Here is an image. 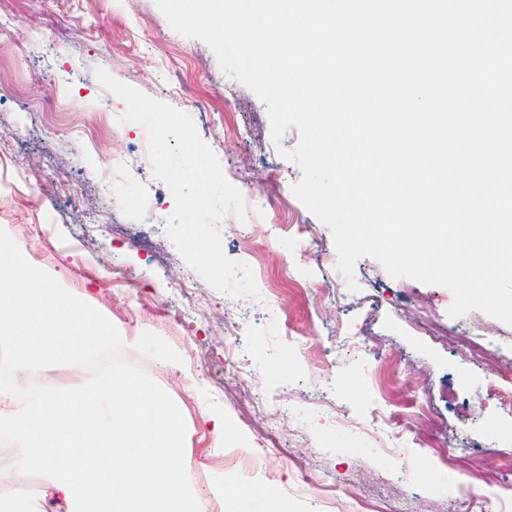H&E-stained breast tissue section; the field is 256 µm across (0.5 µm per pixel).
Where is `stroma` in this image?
<instances>
[{
  "label": "stroma",
  "instance_id": "35a3bbf8",
  "mask_svg": "<svg viewBox=\"0 0 512 512\" xmlns=\"http://www.w3.org/2000/svg\"><path fill=\"white\" fill-rule=\"evenodd\" d=\"M100 69L192 118L253 207L218 228L259 298L212 287L159 224L173 196ZM299 139L273 142L265 104L155 0H0V228L174 400L203 512L252 485L288 512H512V411L486 393L512 368V325L450 316V289L370 257L341 273L329 227L293 192L302 172L283 153ZM440 327L482 337L492 362Z\"/></svg>",
  "mask_w": 512,
  "mask_h": 512
}]
</instances>
